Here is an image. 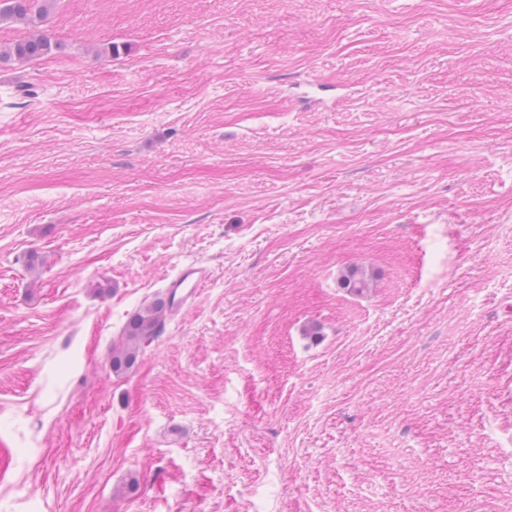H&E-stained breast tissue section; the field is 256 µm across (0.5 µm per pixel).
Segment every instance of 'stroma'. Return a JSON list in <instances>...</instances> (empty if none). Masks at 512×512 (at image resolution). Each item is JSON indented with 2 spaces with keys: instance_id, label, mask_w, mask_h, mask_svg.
I'll use <instances>...</instances> for the list:
<instances>
[{
  "instance_id": "stroma-1",
  "label": "stroma",
  "mask_w": 512,
  "mask_h": 512,
  "mask_svg": "<svg viewBox=\"0 0 512 512\" xmlns=\"http://www.w3.org/2000/svg\"><path fill=\"white\" fill-rule=\"evenodd\" d=\"M40 29L0 63V512H512V0ZM60 50V45L46 34L33 33L29 37L0 49V62L14 60L28 62L54 55ZM210 277L207 268L196 263L183 266L177 274L167 278L166 295L168 311L172 314L181 312L188 301L199 294ZM371 275L362 267H349L341 276L340 285L350 293H363L369 288ZM163 303L155 300L141 308L128 321L120 343L112 347V371L123 373L137 361L145 343L159 335L166 313Z\"/></svg>"
}]
</instances>
